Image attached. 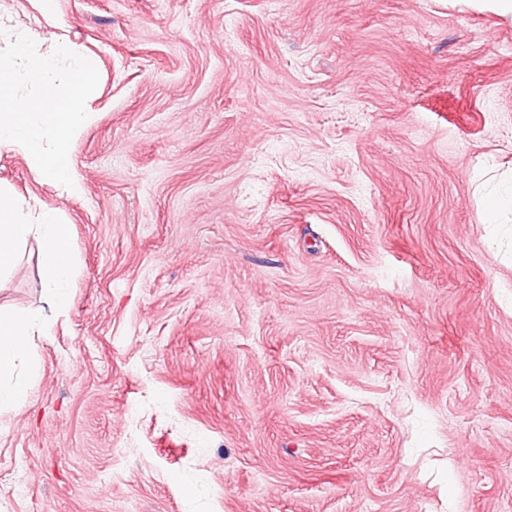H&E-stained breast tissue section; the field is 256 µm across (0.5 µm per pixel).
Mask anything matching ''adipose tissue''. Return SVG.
I'll return each mask as SVG.
<instances>
[{
	"instance_id": "obj_1",
	"label": "adipose tissue",
	"mask_w": 512,
	"mask_h": 512,
	"mask_svg": "<svg viewBox=\"0 0 512 512\" xmlns=\"http://www.w3.org/2000/svg\"><path fill=\"white\" fill-rule=\"evenodd\" d=\"M31 238L42 250L39 281L44 307L0 311V409L27 399L29 384L17 370L28 355L32 336L48 328V312L64 310L73 272L70 227L63 224L59 213L46 209L36 221H27L22 201L0 187V274L10 269L19 246Z\"/></svg>"
}]
</instances>
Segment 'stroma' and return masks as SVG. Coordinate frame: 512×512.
<instances>
[{
    "label": "stroma",
    "mask_w": 512,
    "mask_h": 512,
    "mask_svg": "<svg viewBox=\"0 0 512 512\" xmlns=\"http://www.w3.org/2000/svg\"><path fill=\"white\" fill-rule=\"evenodd\" d=\"M99 62L69 303L0 512H512V18L476 0H0ZM41 251L0 276L38 306ZM509 209L512 210V188L502 194H487L484 199V224H499L500 213Z\"/></svg>",
    "instance_id": "stroma-1"
}]
</instances>
